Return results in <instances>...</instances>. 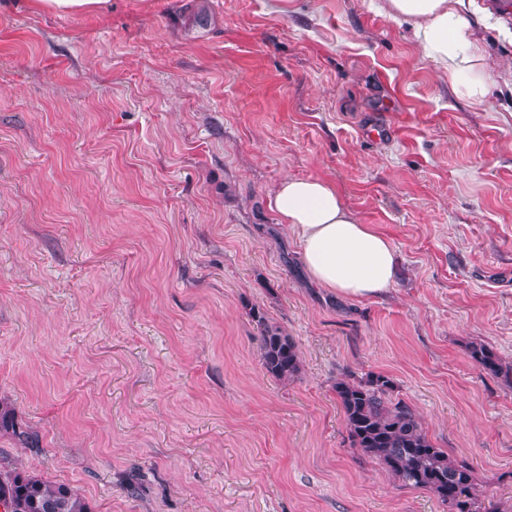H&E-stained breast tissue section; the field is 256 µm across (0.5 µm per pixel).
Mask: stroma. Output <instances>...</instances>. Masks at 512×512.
Returning <instances> with one entry per match:
<instances>
[{"instance_id": "35a3bbf8", "label": "stroma", "mask_w": 512, "mask_h": 512, "mask_svg": "<svg viewBox=\"0 0 512 512\" xmlns=\"http://www.w3.org/2000/svg\"><path fill=\"white\" fill-rule=\"evenodd\" d=\"M491 19L474 104L370 0H0V400L39 436L0 458L94 512H448L349 445L333 385L381 372L512 505V388L467 353L512 360V18ZM287 177L390 240L389 292L309 281L270 206ZM254 305L295 378L263 369ZM32 10L56 15L96 17L111 9V0H28ZM249 316L260 333L261 361L266 373L279 380L293 378L300 368L299 352L293 338L270 319L261 306H252Z\"/></svg>"}]
</instances>
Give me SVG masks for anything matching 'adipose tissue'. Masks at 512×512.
I'll return each mask as SVG.
<instances>
[{
	"mask_svg": "<svg viewBox=\"0 0 512 512\" xmlns=\"http://www.w3.org/2000/svg\"><path fill=\"white\" fill-rule=\"evenodd\" d=\"M379 9L392 21L410 24L419 48L448 75L457 93L473 103L483 101L490 74L464 0H381ZM271 205L294 236L312 283L351 301L392 288L396 256L391 243L362 223L332 184L286 178L275 188Z\"/></svg>",
	"mask_w": 512,
	"mask_h": 512,
	"instance_id": "obj_1",
	"label": "adipose tissue"
}]
</instances>
